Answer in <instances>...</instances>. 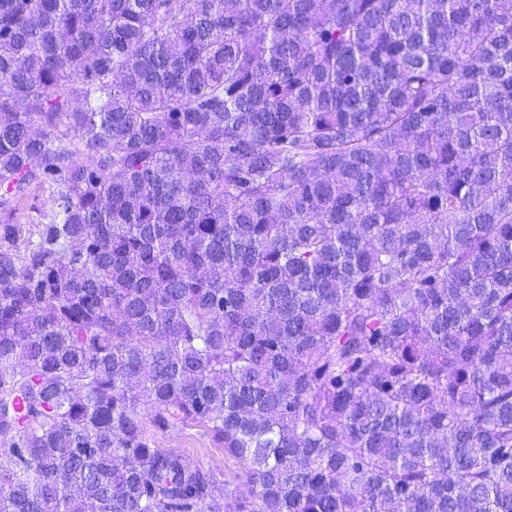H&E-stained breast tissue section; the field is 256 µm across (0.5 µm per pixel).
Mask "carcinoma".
Listing matches in <instances>:
<instances>
[{"label":"carcinoma","mask_w":512,"mask_h":512,"mask_svg":"<svg viewBox=\"0 0 512 512\" xmlns=\"http://www.w3.org/2000/svg\"><path fill=\"white\" fill-rule=\"evenodd\" d=\"M220 500L512 512V0H0V512ZM148 436L158 448H176L191 455L206 467L215 469L232 486L237 483L239 465L226 459L224 452L215 448L203 435L202 428L195 424H179L167 431H156L148 426Z\"/></svg>","instance_id":"obj_1"}]
</instances>
